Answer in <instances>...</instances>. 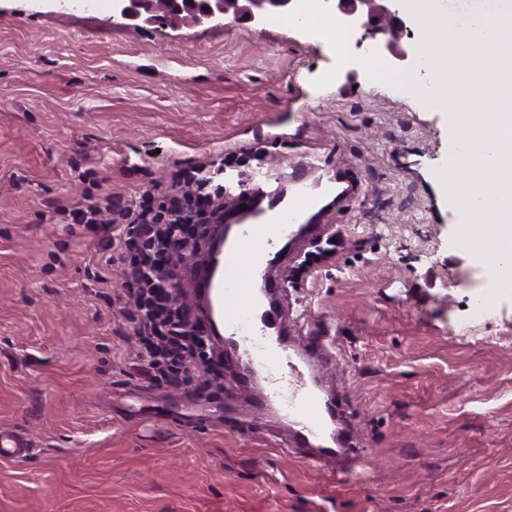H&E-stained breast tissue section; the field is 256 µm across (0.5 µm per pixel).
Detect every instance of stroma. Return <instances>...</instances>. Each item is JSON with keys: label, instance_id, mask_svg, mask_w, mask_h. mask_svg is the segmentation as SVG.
I'll list each match as a JSON object with an SVG mask.
<instances>
[{"label": "stroma", "instance_id": "1", "mask_svg": "<svg viewBox=\"0 0 512 512\" xmlns=\"http://www.w3.org/2000/svg\"><path fill=\"white\" fill-rule=\"evenodd\" d=\"M374 44L351 33L318 89L331 47L272 20L135 27L111 0H0V431L30 444L0 460V512H512V295L473 313L488 278L438 180L447 113L371 84ZM244 150L322 191L271 273L284 321L327 340L315 373L365 461L344 482L345 460L310 464L284 431L140 397L120 275L92 229L53 220L82 191L131 199ZM199 397L272 418L229 371Z\"/></svg>", "mask_w": 512, "mask_h": 512}]
</instances>
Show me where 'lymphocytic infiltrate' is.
Instances as JSON below:
<instances>
[{
	"label": "lymphocytic infiltrate",
	"instance_id": "lymphocytic-infiltrate-1",
	"mask_svg": "<svg viewBox=\"0 0 512 512\" xmlns=\"http://www.w3.org/2000/svg\"><path fill=\"white\" fill-rule=\"evenodd\" d=\"M223 187V167H200L175 177L170 193L160 198L147 190L125 204L109 194H84L55 206L56 214L73 222L118 228L119 239L107 236L101 244L134 300L128 321L140 344L139 357L170 388L194 383L196 358L206 344L188 309L171 292L178 277L175 258L197 245L198 219Z\"/></svg>",
	"mask_w": 512,
	"mask_h": 512
}]
</instances>
